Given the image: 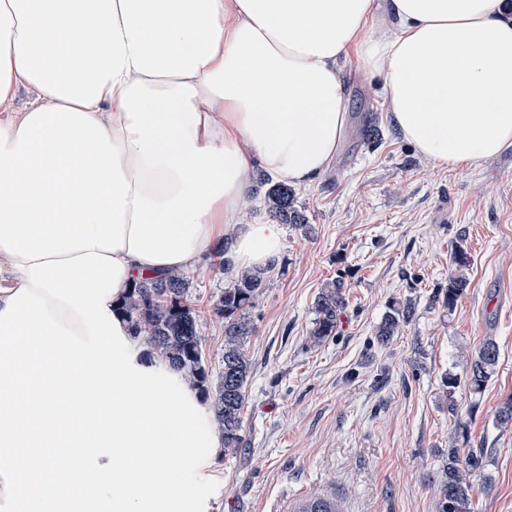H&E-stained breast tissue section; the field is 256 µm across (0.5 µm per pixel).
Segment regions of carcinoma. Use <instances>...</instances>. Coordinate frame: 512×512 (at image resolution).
<instances>
[{"label": "carcinoma", "mask_w": 512, "mask_h": 512, "mask_svg": "<svg viewBox=\"0 0 512 512\" xmlns=\"http://www.w3.org/2000/svg\"><path fill=\"white\" fill-rule=\"evenodd\" d=\"M269 208L283 222L303 227L306 219L297 209L293 191L285 185L273 184L266 192ZM453 272L448 284L437 288L435 298L448 309H453L458 298L466 291L469 281L467 252L455 246L451 253ZM263 288V277L245 275L224 288L214 301L213 313L224 319V371L217 379L206 366L203 344L198 334L199 311L189 297L191 282L182 273L154 278L134 286L124 299L123 314L135 334L169 364L184 374L209 401L216 424L224 438V453L234 455L244 447L242 435L246 385L251 364L244 350L248 336L253 332L246 317ZM345 306L344 282L339 279L327 283L315 302L316 318L310 336L321 344L336 335L339 312ZM414 308L406 303L394 302L375 335L376 343H388L409 321ZM496 342L486 339L475 356L466 364L467 386L479 393L492 377L497 362ZM483 452L448 449V463L444 467V480L440 487L439 512H468L471 503L473 472L483 467ZM294 512H345L341 501L334 497L314 496L296 504Z\"/></svg>", "instance_id": "cac0c4a2"}]
</instances>
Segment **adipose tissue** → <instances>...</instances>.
<instances>
[{"label":"adipose tissue","mask_w":512,"mask_h":512,"mask_svg":"<svg viewBox=\"0 0 512 512\" xmlns=\"http://www.w3.org/2000/svg\"><path fill=\"white\" fill-rule=\"evenodd\" d=\"M382 11L393 27L375 28ZM349 59L436 165L512 147L502 0H0V312L31 264L113 257L124 271L106 305L135 364L167 368L132 336L122 295L219 245L235 273L269 271L280 226L237 221L249 173L302 185L325 171Z\"/></svg>","instance_id":"obj_1"}]
</instances>
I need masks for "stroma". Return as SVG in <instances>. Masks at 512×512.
<instances>
[{
    "instance_id": "1",
    "label": "stroma",
    "mask_w": 512,
    "mask_h": 512,
    "mask_svg": "<svg viewBox=\"0 0 512 512\" xmlns=\"http://www.w3.org/2000/svg\"><path fill=\"white\" fill-rule=\"evenodd\" d=\"M350 123L334 160L295 186L308 223L283 225L278 265L248 316L252 374L244 448L218 456L207 512H291L328 495L347 512H439L449 448L486 449L471 512H512V148L472 168L434 165L404 141L377 76L342 65ZM466 249L469 286L454 309L433 299ZM188 275L210 369L222 367L224 322L211 304L231 280L206 254ZM342 278L337 334L315 344V300ZM414 313L388 345L374 337L392 302ZM499 350L482 392L443 387L465 377L486 337Z\"/></svg>"
}]
</instances>
